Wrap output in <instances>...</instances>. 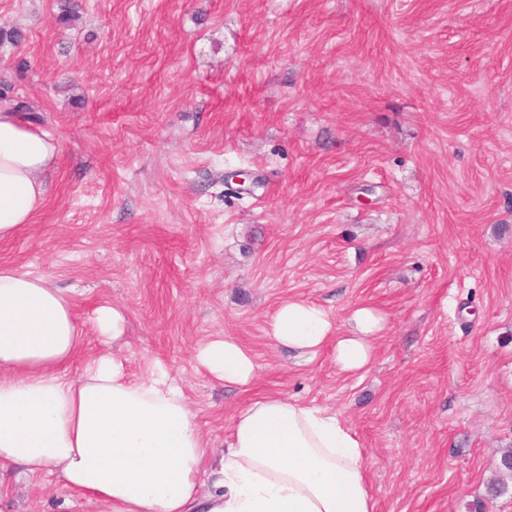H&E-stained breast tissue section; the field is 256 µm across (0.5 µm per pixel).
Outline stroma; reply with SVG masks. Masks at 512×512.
Wrapping results in <instances>:
<instances>
[{
    "instance_id": "obj_1",
    "label": "stroma",
    "mask_w": 512,
    "mask_h": 512,
    "mask_svg": "<svg viewBox=\"0 0 512 512\" xmlns=\"http://www.w3.org/2000/svg\"><path fill=\"white\" fill-rule=\"evenodd\" d=\"M0 0V81L62 151L0 263L67 291L84 334L126 315L134 375L160 358L216 449L248 399L329 409L367 448L377 512H512V0ZM246 169L255 183L225 184ZM289 298L339 333L380 311L369 369L266 335ZM255 356L247 389L194 359ZM0 512H100L13 473ZM196 362L210 379L225 386H250L257 375L252 353L233 336H211L195 350Z\"/></svg>"
}]
</instances>
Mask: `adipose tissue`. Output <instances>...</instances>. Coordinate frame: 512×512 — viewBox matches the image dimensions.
<instances>
[{"mask_svg":"<svg viewBox=\"0 0 512 512\" xmlns=\"http://www.w3.org/2000/svg\"><path fill=\"white\" fill-rule=\"evenodd\" d=\"M59 139L0 108V241L43 207L41 173ZM348 335L326 311L289 298L267 336L298 356L332 347L341 372L366 371L384 319L361 307ZM125 314L95 309L106 351L83 357L69 296L46 279L0 265V472L58 475L108 512H376L364 442L336 413L278 395L251 399L231 418L214 456L183 386L159 359L131 379L122 354ZM210 379L250 386L252 353L231 336L199 345ZM77 374H70L71 365Z\"/></svg>","mask_w":512,"mask_h":512,"instance_id":"obj_1","label":"adipose tissue"}]
</instances>
